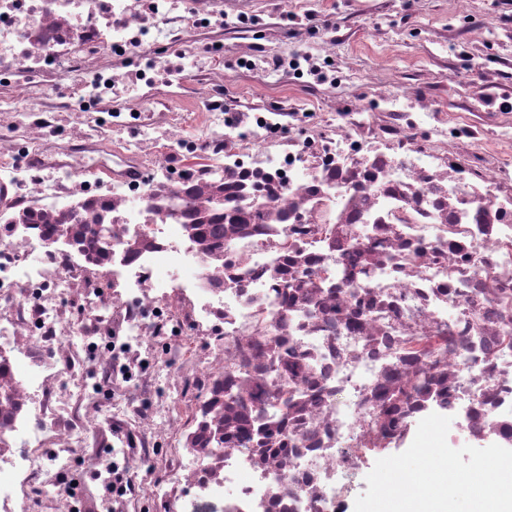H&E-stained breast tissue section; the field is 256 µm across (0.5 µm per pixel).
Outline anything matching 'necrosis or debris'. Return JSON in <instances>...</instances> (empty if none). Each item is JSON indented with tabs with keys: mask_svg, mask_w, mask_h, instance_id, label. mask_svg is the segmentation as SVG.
Returning <instances> with one entry per match:
<instances>
[{
	"mask_svg": "<svg viewBox=\"0 0 512 512\" xmlns=\"http://www.w3.org/2000/svg\"><path fill=\"white\" fill-rule=\"evenodd\" d=\"M223 35L224 0H0V512H347L433 410L512 447V54L441 33L477 112H326L351 34L303 29L237 54L309 110L231 108ZM189 74L191 130L154 94Z\"/></svg>",
	"mask_w": 512,
	"mask_h": 512,
	"instance_id": "4bbe7bcc",
	"label": "necrosis or debris"
}]
</instances>
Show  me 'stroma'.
Returning a JSON list of instances; mask_svg holds the SVG:
<instances>
[{"label":"stroma","instance_id":"obj_1","mask_svg":"<svg viewBox=\"0 0 512 512\" xmlns=\"http://www.w3.org/2000/svg\"><path fill=\"white\" fill-rule=\"evenodd\" d=\"M299 17L319 31L329 21L352 28L351 40L338 51L348 59L355 83L370 79L400 87L437 80L449 95L467 90L458 74L435 58L439 33L459 24L451 0H393L383 12L375 10L372 0H305ZM224 68L231 76L229 104L278 90L276 76L240 69L234 55H225Z\"/></svg>","mask_w":512,"mask_h":512}]
</instances>
